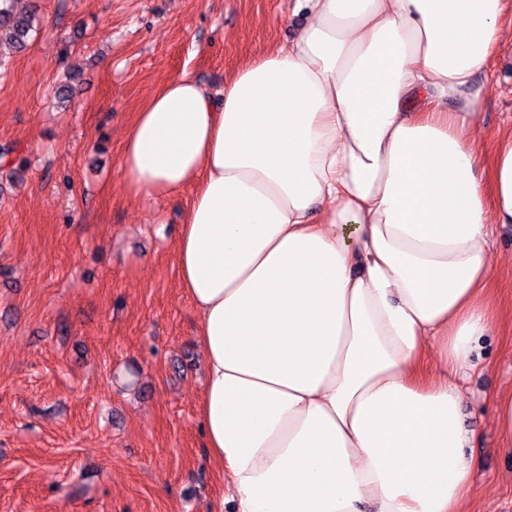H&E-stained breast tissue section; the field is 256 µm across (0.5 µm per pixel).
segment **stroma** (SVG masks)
I'll return each mask as SVG.
<instances>
[{"label":"stroma","instance_id":"35a3bbf8","mask_svg":"<svg viewBox=\"0 0 512 512\" xmlns=\"http://www.w3.org/2000/svg\"><path fill=\"white\" fill-rule=\"evenodd\" d=\"M294 0H14L36 10L21 52L0 47V512H211L223 478L197 411L206 366L177 277L192 189H121L141 105L188 74L212 90L304 22ZM72 73L70 103L57 90ZM492 150L512 120V42L472 87ZM460 413L477 495L512 512V458L491 424L512 389V320L494 323Z\"/></svg>","mask_w":512,"mask_h":512}]
</instances>
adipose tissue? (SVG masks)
<instances>
[{
  "instance_id": "ef3b65f1",
  "label": "adipose tissue",
  "mask_w": 512,
  "mask_h": 512,
  "mask_svg": "<svg viewBox=\"0 0 512 512\" xmlns=\"http://www.w3.org/2000/svg\"><path fill=\"white\" fill-rule=\"evenodd\" d=\"M293 12L295 39L221 93L163 82L121 154L129 195L195 189L176 257L208 455L232 512H462L458 374L512 266L491 245L512 224V125L485 159L470 89L512 40V0Z\"/></svg>"
}]
</instances>
